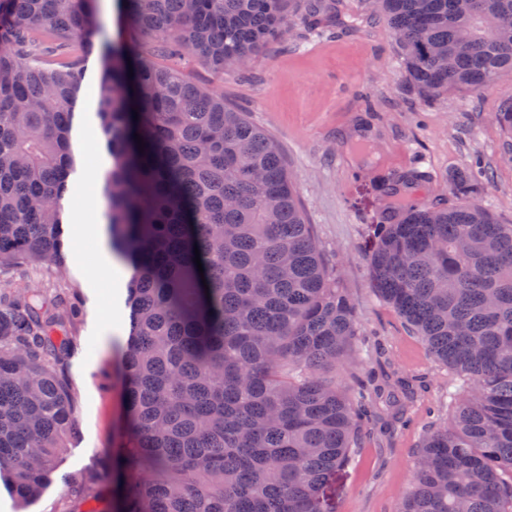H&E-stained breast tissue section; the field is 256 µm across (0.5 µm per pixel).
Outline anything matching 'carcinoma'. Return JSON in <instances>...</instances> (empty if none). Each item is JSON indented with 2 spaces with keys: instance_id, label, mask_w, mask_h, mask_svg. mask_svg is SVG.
Listing matches in <instances>:
<instances>
[{
  "instance_id": "obj_1",
  "label": "carcinoma",
  "mask_w": 512,
  "mask_h": 512,
  "mask_svg": "<svg viewBox=\"0 0 512 512\" xmlns=\"http://www.w3.org/2000/svg\"><path fill=\"white\" fill-rule=\"evenodd\" d=\"M100 2L0 0V265L62 257L84 122L74 103L96 52L107 228L128 274L131 436L112 449V508L76 477L64 491L87 512H333L358 416L423 389L336 385L355 308L277 145L224 94L110 37ZM113 2L127 28L155 36L154 53L185 51L221 75L288 19L318 22L299 0ZM375 4L423 99L512 74V0ZM424 183L376 182L371 286L460 387L451 422L427 427L396 512H512V224L473 203L424 204ZM71 316L63 294L48 305L37 288L0 289V479L22 506L54 481L76 428L62 373Z\"/></svg>"
}]
</instances>
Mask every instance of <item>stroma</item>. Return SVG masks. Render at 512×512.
I'll return each instance as SVG.
<instances>
[{
    "label": "stroma",
    "mask_w": 512,
    "mask_h": 512,
    "mask_svg": "<svg viewBox=\"0 0 512 512\" xmlns=\"http://www.w3.org/2000/svg\"><path fill=\"white\" fill-rule=\"evenodd\" d=\"M344 2L348 25L295 24L286 40L263 47L240 72L216 74L189 54L159 62L176 64L195 84L223 93L226 105L247 113L277 144L316 240L355 306L363 343L337 370V384L354 389L393 371L430 383L428 400L408 409L407 424L390 431L379 422L363 426L356 457L333 486L336 512H395L411 489L423 431L451 417L449 372L370 285L368 233L381 212L374 183L418 170L428 177L420 199H466L512 224V134L495 118L512 102V76L480 92L422 101L404 77L389 26L372 0ZM77 155L72 192L96 204L88 171L107 166L96 121L80 129ZM462 181L471 187L469 196L454 190ZM96 257L80 243L73 223L66 227L61 264L0 267V286L64 292L78 306L66 367L76 431L58 459L59 478L23 508L0 483V512H84V502L64 496V475L88 477L101 499L112 497V447L125 440L128 318L124 289L104 288Z\"/></svg>",
    "instance_id": "stroma-1"
}]
</instances>
